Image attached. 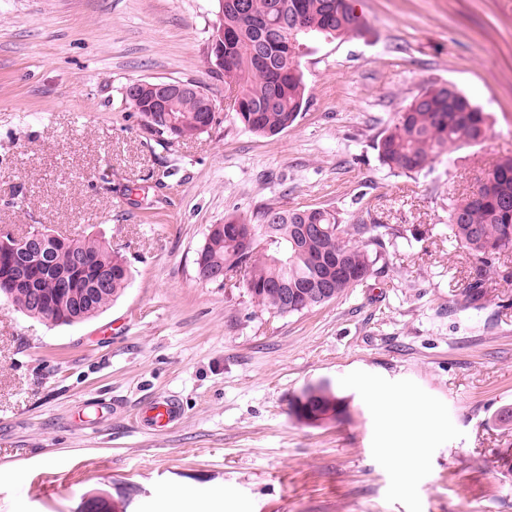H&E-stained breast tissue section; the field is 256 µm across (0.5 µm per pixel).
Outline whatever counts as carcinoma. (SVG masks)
Instances as JSON below:
<instances>
[{"label":"carcinoma","instance_id":"carcinoma-1","mask_svg":"<svg viewBox=\"0 0 512 512\" xmlns=\"http://www.w3.org/2000/svg\"><path fill=\"white\" fill-rule=\"evenodd\" d=\"M300 18L271 40L262 37L264 27L277 18ZM224 86L240 88L245 98L231 105L234 119L251 133L276 135L291 127L307 103V87L300 70V58L310 36L343 41L364 34V22L356 15L350 0H224ZM172 116L174 126L165 125ZM159 118L151 131L159 142L170 138L169 130L191 139L212 129L214 116L203 111L200 102L184 98L176 111L155 112ZM487 129V116L462 92L446 85L425 87L407 101L401 111L378 136L375 149L388 168L405 175L428 168L437 158L463 147L480 144ZM259 230V240L246 246L227 232H207L198 256L212 268L243 274L251 299L263 310L278 315L297 314L321 305L309 287L321 277L327 283L332 301L342 296L374 272L378 253L370 246L384 245L383 235L374 234L361 244L356 236L373 232L381 225L348 226L336 211L324 208L287 209L266 204L252 214L250 221ZM304 224H320L321 236L308 239L300 229ZM448 229L453 242L484 258L512 249V156L499 159L489 180L469 195L448 199ZM76 252L94 256L96 268L76 274L72 293L91 294V301L76 309L73 303L56 299L53 279L35 273L42 295L56 304L50 316L38 309L29 292L12 295L13 303L24 313L71 325L89 320L116 300L127 288L130 270L126 259L111 252L96 239H71L50 254L54 266L68 269ZM110 272L108 289L94 295L96 269ZM279 280L288 284V293L268 284ZM306 401L296 396L290 411L302 419L307 407H333L336 416L347 414L343 399L327 387L304 390Z\"/></svg>","mask_w":512,"mask_h":512}]
</instances>
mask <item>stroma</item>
<instances>
[{
    "label": "stroma",
    "mask_w": 512,
    "mask_h": 512,
    "mask_svg": "<svg viewBox=\"0 0 512 512\" xmlns=\"http://www.w3.org/2000/svg\"><path fill=\"white\" fill-rule=\"evenodd\" d=\"M354 7L365 33L309 42V102L264 137L209 71L217 0H0V231L93 238L131 271L73 325L0 298V512H512V250L486 265L448 232L449 197L512 156V0ZM138 79L201 83L216 125L157 142L123 100ZM443 83L488 113L486 140L390 170L378 135ZM264 204L395 234L345 295L274 315L195 264L209 225ZM316 385L348 415L293 417ZM376 392L423 408L420 455L388 448ZM158 394L183 418L141 431Z\"/></svg>",
    "instance_id": "1"
}]
</instances>
